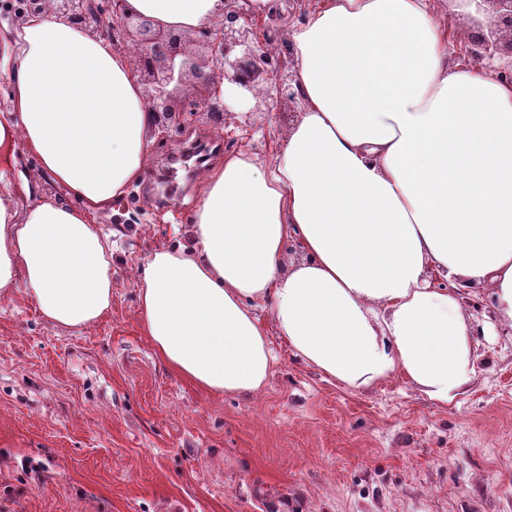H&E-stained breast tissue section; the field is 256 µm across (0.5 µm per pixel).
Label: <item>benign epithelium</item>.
<instances>
[{
  "mask_svg": "<svg viewBox=\"0 0 512 512\" xmlns=\"http://www.w3.org/2000/svg\"><path fill=\"white\" fill-rule=\"evenodd\" d=\"M248 0H224L221 18L197 30L206 50L193 59L182 46V34L160 29L154 20L130 13L126 0H54L53 11L90 33L108 39L117 49L137 48L132 75L143 86L155 127H163L182 112L224 116L229 108L220 94L224 82L236 85L255 99L254 111L271 112L275 100L258 86L271 82L277 92L295 101L303 92L287 61L274 59L276 13L256 14ZM491 7L496 26L512 34V0H477Z\"/></svg>",
  "mask_w": 512,
  "mask_h": 512,
  "instance_id": "benign-epithelium-1",
  "label": "benign epithelium"
}]
</instances>
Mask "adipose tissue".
Masks as SVG:
<instances>
[{
    "label": "adipose tissue",
    "instance_id": "ef3b65f1",
    "mask_svg": "<svg viewBox=\"0 0 512 512\" xmlns=\"http://www.w3.org/2000/svg\"><path fill=\"white\" fill-rule=\"evenodd\" d=\"M127 4L176 32L222 10ZM289 38L301 118L269 169L241 154L201 180L193 248L138 268L142 332L179 376L253 397L276 362L266 310L336 384L398 373L448 406L474 372L453 283L492 288L512 321V83L449 58L431 0H318ZM0 82V148L23 143L82 202L21 211L0 171V298L20 290L51 324L92 326L112 306V243L91 217L142 178L153 114L128 54L50 9L0 34Z\"/></svg>",
    "mask_w": 512,
    "mask_h": 512
}]
</instances>
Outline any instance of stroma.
Returning a JSON list of instances; mask_svg holds the SVG:
<instances>
[{
	"mask_svg": "<svg viewBox=\"0 0 512 512\" xmlns=\"http://www.w3.org/2000/svg\"><path fill=\"white\" fill-rule=\"evenodd\" d=\"M451 3L433 8L457 51L493 16L477 21ZM253 105L232 100L223 121L201 113L191 128L267 166L303 105ZM183 134L153 131L143 179L94 217L114 242L112 308L97 324L59 328L23 293L0 300V512H266L270 496L288 512H512V322L491 289H469L460 308L476 366L446 408L397 374L342 388L294 356L267 313L278 363L255 397L209 393L154 355L137 269L154 249L192 244L195 182L171 207L158 198ZM1 169L29 179L20 209L45 196L77 203L21 147L0 151Z\"/></svg>",
	"mask_w": 512,
	"mask_h": 512,
	"instance_id": "obj_1",
	"label": "stroma"
}]
</instances>
